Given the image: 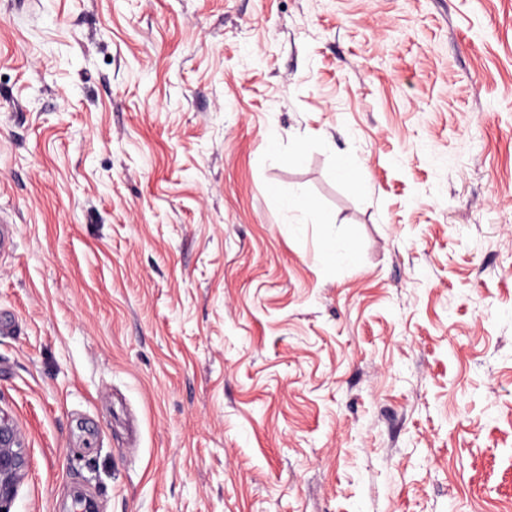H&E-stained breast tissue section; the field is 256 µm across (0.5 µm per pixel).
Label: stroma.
<instances>
[{
  "label": "stroma",
  "mask_w": 512,
  "mask_h": 512,
  "mask_svg": "<svg viewBox=\"0 0 512 512\" xmlns=\"http://www.w3.org/2000/svg\"><path fill=\"white\" fill-rule=\"evenodd\" d=\"M0 216L11 512H512V0H0ZM23 438L17 424L0 410V511L10 508L27 469Z\"/></svg>",
  "instance_id": "35a3bbf8"
}]
</instances>
